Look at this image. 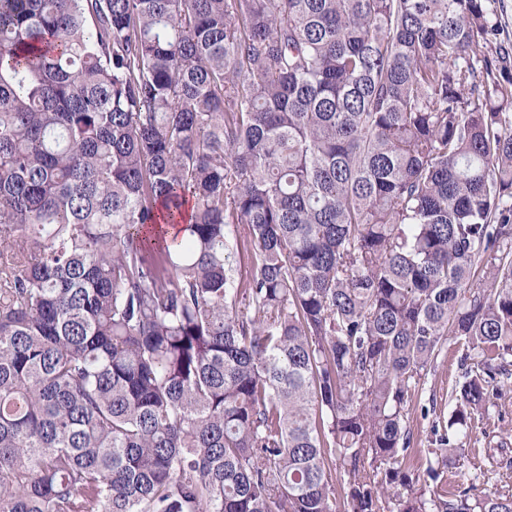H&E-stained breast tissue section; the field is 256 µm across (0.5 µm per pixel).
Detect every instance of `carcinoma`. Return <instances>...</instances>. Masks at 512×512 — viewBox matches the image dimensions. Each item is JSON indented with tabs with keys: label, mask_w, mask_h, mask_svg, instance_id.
<instances>
[{
	"label": "carcinoma",
	"mask_w": 512,
	"mask_h": 512,
	"mask_svg": "<svg viewBox=\"0 0 512 512\" xmlns=\"http://www.w3.org/2000/svg\"><path fill=\"white\" fill-rule=\"evenodd\" d=\"M495 32L485 0H0V512H512L448 490L445 433L427 491L402 468L448 339L456 437L512 384Z\"/></svg>",
	"instance_id": "carcinoma-1"
}]
</instances>
